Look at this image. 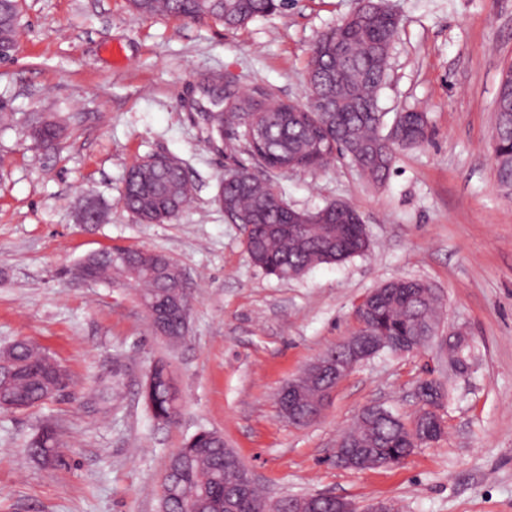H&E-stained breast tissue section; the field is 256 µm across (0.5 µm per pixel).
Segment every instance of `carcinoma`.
I'll list each match as a JSON object with an SVG mask.
<instances>
[{"label":"carcinoma","instance_id":"1","mask_svg":"<svg viewBox=\"0 0 512 512\" xmlns=\"http://www.w3.org/2000/svg\"><path fill=\"white\" fill-rule=\"evenodd\" d=\"M131 11L143 17L165 15L179 19L213 18L234 30L259 16L270 15L284 6V0H127ZM351 23L339 22L322 32L311 50L307 70L308 95L312 102L304 112H295L287 102L274 100L263 90L253 93L224 91L232 100L220 103L204 121L211 135L229 130L246 149L260 145L257 163L270 171H309L342 157L374 184L386 181L396 152L420 146L430 137L426 113L411 112L395 133H380L384 114L378 92L385 83L389 49L398 34L399 23L383 8L381 0L358 7ZM18 0L0 4V42L14 40L19 26ZM493 155L501 187L512 191V76L506 75L497 93ZM193 187L182 164L174 157L148 156L132 166L125 179L120 201L142 224H165L184 211ZM216 201L224 217L240 224L245 250L251 262L281 279L299 277L318 265L341 264L365 255L370 241L350 203L339 210L336 203L311 212L313 220L301 233L283 229L288 223V202L271 182L257 178L245 168L224 173ZM155 253L134 249L102 252L90 269L97 280L112 284L126 280L140 287V297L163 304L177 292L172 287L178 266L169 263V276L159 278L152 271ZM380 296L370 310L358 316L357 333L385 337L394 344H416L440 325L442 298L422 280L395 279L378 286ZM166 339L183 338L180 312L167 316ZM8 364L0 367V409L27 410L52 399L66 386L65 371L48 355L25 340L10 346ZM170 366L155 362L150 383L141 395L152 417L172 423L179 407L166 387ZM419 409L403 419L385 408L367 416L345 433V448H366L361 468L403 463L415 450L413 440L426 445L435 439L439 425L429 407L447 397L445 384L429 379L417 387ZM300 418L313 415L320 401V384L303 389ZM233 449L224 438L209 430L191 436L169 458L164 485L171 495L168 512H222L224 498L233 492L246 465L224 464ZM27 456L43 464L55 460V431L49 425L29 439ZM288 498L271 500L254 484L243 494L241 512H285Z\"/></svg>","mask_w":512,"mask_h":512}]
</instances>
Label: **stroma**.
Masks as SVG:
<instances>
[{"label":"stroma","mask_w":512,"mask_h":512,"mask_svg":"<svg viewBox=\"0 0 512 512\" xmlns=\"http://www.w3.org/2000/svg\"><path fill=\"white\" fill-rule=\"evenodd\" d=\"M358 0H287L237 30L214 19L133 14L126 0H19L15 48L0 59V349L25 338L73 379L26 412L0 410V512H160L169 457L202 429L222 434L275 498L323 493L364 512H512V196L493 162L495 99L512 64V0H387L399 19L378 93L384 131L398 113H427L428 143L398 151L382 187L342 159L268 178L289 205L358 210L367 255L282 280L254 266L240 225L216 204L225 170L257 165L240 142L210 137L200 87L263 89L305 102L319 33ZM54 121L47 147L31 128ZM182 162L191 200L169 224L139 223L121 202L126 174L154 154ZM101 223H78L87 199ZM114 246L173 259L191 282L189 332L156 336L135 287L79 284L69 270ZM394 278L444 299L441 334L465 328L478 348L450 376L438 344L379 354L339 383L314 422L289 424L277 394L318 354L353 333L364 296ZM181 396L175 423L140 395L156 361ZM450 380L447 431L397 466L336 467L339 437L361 410L416 409L425 378ZM58 462L27 458L43 424Z\"/></svg>","instance_id":"1"}]
</instances>
